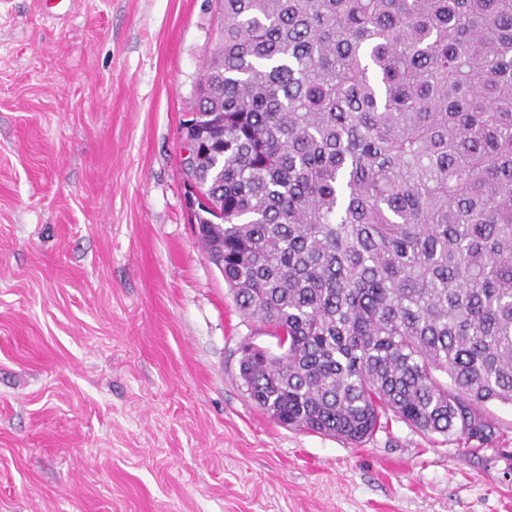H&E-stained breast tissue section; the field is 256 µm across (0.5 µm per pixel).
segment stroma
I'll list each match as a JSON object with an SVG mask.
<instances>
[{"instance_id":"35a3bbf8","label":"stroma","mask_w":512,"mask_h":512,"mask_svg":"<svg viewBox=\"0 0 512 512\" xmlns=\"http://www.w3.org/2000/svg\"><path fill=\"white\" fill-rule=\"evenodd\" d=\"M215 0H0V512H512L486 442L277 424L188 221L179 128Z\"/></svg>"}]
</instances>
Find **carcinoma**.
Returning <instances> with one entry per match:
<instances>
[{"instance_id":"obj_1","label":"carcinoma","mask_w":512,"mask_h":512,"mask_svg":"<svg viewBox=\"0 0 512 512\" xmlns=\"http://www.w3.org/2000/svg\"><path fill=\"white\" fill-rule=\"evenodd\" d=\"M194 223L289 427L492 436L512 405V0H218Z\"/></svg>"}]
</instances>
